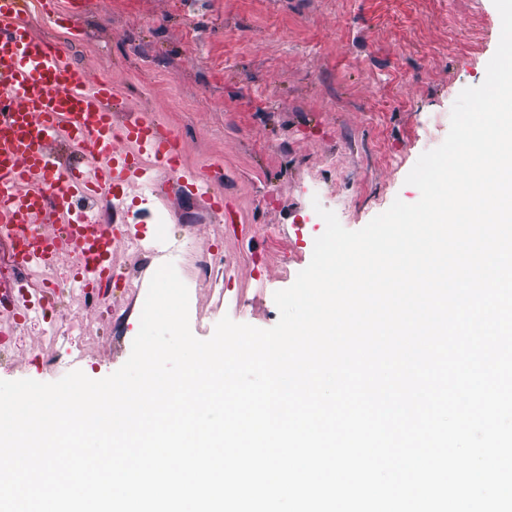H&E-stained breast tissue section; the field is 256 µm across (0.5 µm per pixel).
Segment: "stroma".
<instances>
[{"instance_id": "35a3bbf8", "label": "stroma", "mask_w": 512, "mask_h": 512, "mask_svg": "<svg viewBox=\"0 0 512 512\" xmlns=\"http://www.w3.org/2000/svg\"><path fill=\"white\" fill-rule=\"evenodd\" d=\"M76 31L35 32L64 44L79 65L102 72L135 108L148 105L186 149L189 170L223 167L224 190L244 224L236 233L184 228L203 200H136L126 236L159 239L161 255L134 267L112 256V310L85 309L92 342L64 333L69 304L33 310L0 359V380L54 382L79 370L102 379L128 359L140 306H127L132 273L150 281L173 257L207 251L217 280L188 281L192 334L209 339L222 317L261 329L279 320L276 291L311 260L324 221L312 206L343 204L341 225L363 228L394 200L419 156L438 147L459 93L480 85L494 55L493 0H55Z\"/></svg>"}]
</instances>
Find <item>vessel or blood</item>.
Here are the masks:
<instances>
[{"mask_svg": "<svg viewBox=\"0 0 512 512\" xmlns=\"http://www.w3.org/2000/svg\"><path fill=\"white\" fill-rule=\"evenodd\" d=\"M46 0H0V243L15 269L59 264L73 251L85 256L75 281L98 299L112 284L119 239L100 223L104 196H124L153 170V192L184 181L186 151L155 115H135L111 80L75 64L63 44L36 34L28 18ZM77 148L68 161L58 146ZM211 209L225 223L223 173L201 175ZM0 347L28 318L12 290H0Z\"/></svg>", "mask_w": 512, "mask_h": 512, "instance_id": "b4317fda", "label": "vessel or blood"}]
</instances>
